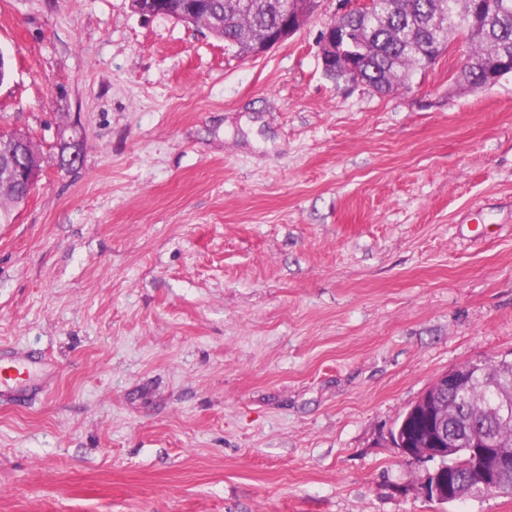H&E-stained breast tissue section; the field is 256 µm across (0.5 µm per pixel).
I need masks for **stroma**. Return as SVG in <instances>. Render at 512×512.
<instances>
[{"instance_id":"obj_1","label":"stroma","mask_w":512,"mask_h":512,"mask_svg":"<svg viewBox=\"0 0 512 512\" xmlns=\"http://www.w3.org/2000/svg\"><path fill=\"white\" fill-rule=\"evenodd\" d=\"M336 0L259 57L130 0H0V130L42 157L0 224V512L439 505L390 432L512 358V75L328 78ZM32 369L33 362L28 355L2 354L0 356V398L17 392L12 389H25L22 383L26 381Z\"/></svg>"}]
</instances>
